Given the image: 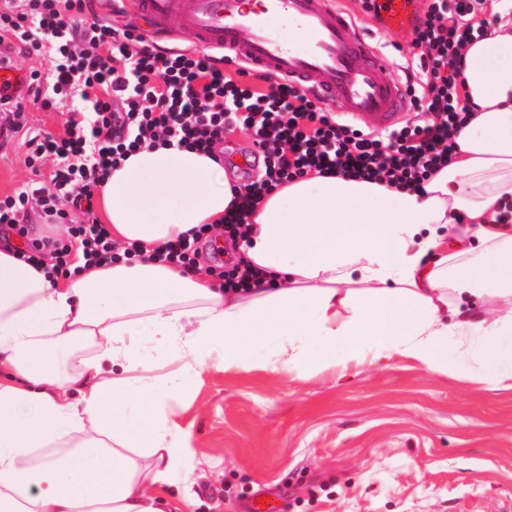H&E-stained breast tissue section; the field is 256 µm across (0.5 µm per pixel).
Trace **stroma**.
Wrapping results in <instances>:
<instances>
[{"mask_svg":"<svg viewBox=\"0 0 512 512\" xmlns=\"http://www.w3.org/2000/svg\"><path fill=\"white\" fill-rule=\"evenodd\" d=\"M365 36L401 80L411 33L362 18ZM27 118L0 159V196L35 180L26 142L57 135L65 114L26 103ZM224 345L197 365L154 352L156 375L185 376L167 403L186 446L164 497L180 512H512V388L478 369L437 374L413 358L374 366L281 364L224 370Z\"/></svg>","mask_w":512,"mask_h":512,"instance_id":"1","label":"stroma"}]
</instances>
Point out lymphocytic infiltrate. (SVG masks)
Wrapping results in <instances>:
<instances>
[{
  "label": "lymphocytic infiltrate",
  "mask_w": 512,
  "mask_h": 512,
  "mask_svg": "<svg viewBox=\"0 0 512 512\" xmlns=\"http://www.w3.org/2000/svg\"><path fill=\"white\" fill-rule=\"evenodd\" d=\"M490 0H428L412 32L420 78L407 92L415 124L380 138L337 121L302 88L279 82L248 85L246 69L227 74L218 59L188 48L159 50L135 27L117 29L93 18V0H0V64L18 57L49 66L27 73L19 95L0 97V119L24 125L17 96L42 109H67L62 135L30 138L25 164L34 188L0 197V234H24L22 219L37 209L66 225L64 237L32 242L20 258L49 277L74 275L81 264H111L140 255L112 241L91 205L98 184L127 156L162 141L224 160V136L247 135L260 152L261 179L239 188L240 203L221 224L240 234L264 195L309 174L348 176L396 188L421 189L447 166L456 135L474 117L460 62L466 44L484 36ZM159 261L205 266L230 288L247 287L255 270L217 249L211 225L157 250Z\"/></svg>",
  "instance_id": "1"
}]
</instances>
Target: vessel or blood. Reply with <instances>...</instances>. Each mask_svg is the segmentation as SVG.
I'll use <instances>...</instances> for the list:
<instances>
[{"label": "vessel or blood", "instance_id": "b4317fda", "mask_svg": "<svg viewBox=\"0 0 512 512\" xmlns=\"http://www.w3.org/2000/svg\"><path fill=\"white\" fill-rule=\"evenodd\" d=\"M158 42H189L318 95L331 111L370 129L395 126L409 109L386 76L389 58L362 36L342 0H126ZM382 23L412 28L416 0H382Z\"/></svg>", "mask_w": 512, "mask_h": 512}]
</instances>
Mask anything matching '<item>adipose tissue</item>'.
Masks as SVG:
<instances>
[{
	"label": "adipose tissue",
	"instance_id": "obj_1",
	"mask_svg": "<svg viewBox=\"0 0 512 512\" xmlns=\"http://www.w3.org/2000/svg\"><path fill=\"white\" fill-rule=\"evenodd\" d=\"M462 68L474 119L455 159L423 192L312 175L281 185L251 217L241 257L267 282L249 294L151 258L236 204L208 155L166 146L132 153L99 188L113 240L132 263L50 280L0 243V512H160L185 437L148 347L188 359L224 343L225 368L286 346L284 365L412 356L433 372L477 362L512 380V0ZM466 217L478 245L449 251ZM492 302L475 314L473 301ZM454 312L447 323L444 312Z\"/></svg>",
	"mask_w": 512,
	"mask_h": 512
}]
</instances>
